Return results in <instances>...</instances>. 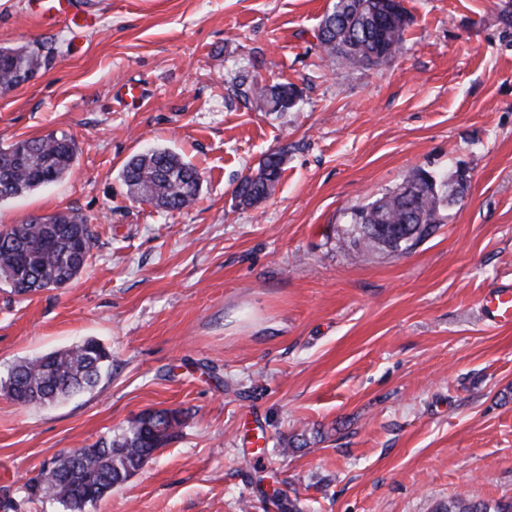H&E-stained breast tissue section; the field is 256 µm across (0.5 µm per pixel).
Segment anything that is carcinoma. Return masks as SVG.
I'll use <instances>...</instances> for the list:
<instances>
[{
	"label": "carcinoma",
	"mask_w": 512,
	"mask_h": 512,
	"mask_svg": "<svg viewBox=\"0 0 512 512\" xmlns=\"http://www.w3.org/2000/svg\"><path fill=\"white\" fill-rule=\"evenodd\" d=\"M319 41L326 55L348 69L379 68L395 60L403 35L412 23L404 6L390 0H334L322 19ZM43 55L35 48H0V90L9 91L30 80L41 68ZM235 96L259 100L270 112H286L299 97L288 81L262 84L242 77L233 85ZM78 147L66 135L50 133L18 140L0 148V201L29 193L57 181L76 161ZM284 154L272 152L257 172L243 177L234 191L240 206L256 205L273 195L283 170ZM122 177L131 193L168 211H182L198 199L200 177L178 154L156 148L132 156ZM417 185L415 206L404 190ZM462 170L451 179H438L425 170L411 173L404 185L350 211L358 239L378 251H397L418 244L436 225L443 210L462 194ZM97 232L74 211L26 219L0 228V282L12 292L30 295L62 288L77 278L92 259ZM112 374V351L95 338L12 365L0 376V393L20 405H45L96 388ZM187 422L179 409L161 408L128 421L114 437L101 438L44 464L27 491L49 498L66 512H85L142 469L159 449L176 438ZM448 512H512V499L493 503L457 495Z\"/></svg>",
	"instance_id": "obj_1"
}]
</instances>
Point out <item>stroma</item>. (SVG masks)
I'll use <instances>...</instances> for the list:
<instances>
[{
	"mask_svg": "<svg viewBox=\"0 0 512 512\" xmlns=\"http://www.w3.org/2000/svg\"><path fill=\"white\" fill-rule=\"evenodd\" d=\"M333 2L79 0V27L0 0V47L48 51L0 93V147L78 146L61 179L0 202V226L72 210L99 229L69 285L0 284V373L88 337L112 349L78 397L0 395V512H63L28 479L155 408L184 410L179 437L86 512H279L273 483L303 512L512 497V324L483 315L512 282V0H405L402 53L356 71L318 40ZM244 71L301 96L266 111L233 94ZM149 148L198 169L192 208L130 195L122 168ZM273 151L275 194L237 206ZM460 166L467 189L415 247L350 245L347 210Z\"/></svg>",
	"mask_w": 512,
	"mask_h": 512,
	"instance_id": "1",
	"label": "stroma"
}]
</instances>
